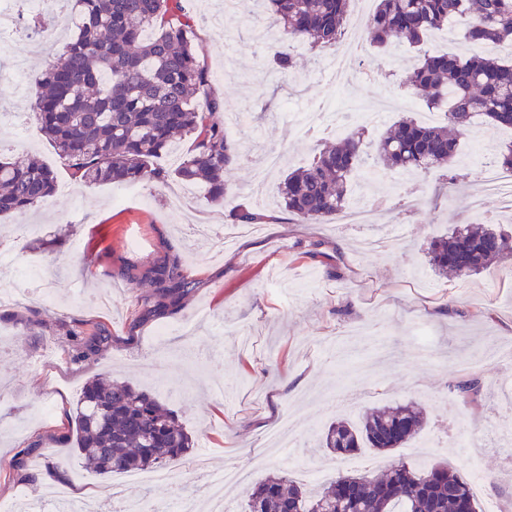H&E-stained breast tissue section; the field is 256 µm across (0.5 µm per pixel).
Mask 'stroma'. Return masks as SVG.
Returning a JSON list of instances; mask_svg holds the SVG:
<instances>
[{"mask_svg":"<svg viewBox=\"0 0 512 512\" xmlns=\"http://www.w3.org/2000/svg\"><path fill=\"white\" fill-rule=\"evenodd\" d=\"M203 17L199 31L208 70L227 72L213 89L224 99L220 117L241 142L224 202L204 189L179 209L168 196L178 182L144 185L149 204L121 197L120 186L76 181L39 130L31 96L0 81V158L38 156L70 185L74 196L55 194L24 215L0 216V245L14 257L10 274L25 299L0 309V505L44 501L63 490L105 508L113 481L87 471L75 450L71 415L83 386L109 376L155 394L177 413L194 446L178 460L169 483L130 485L152 512H169L178 499L208 512L202 480L239 466L257 483L269 473L322 488L348 471L346 457L321 448L319 436L335 421H357L367 409L409 402L427 422L406 447L378 454L358 451V471L403 460L416 467L442 463L482 478V512L512 507V444L480 447L488 431L512 432V365L481 362L484 347L512 348V257L461 280L439 277L428 261L430 243L457 224L512 225V210L497 198L470 209L480 190L472 157L512 141V130L474 119L461 139L447 183L437 173L419 174L412 200L402 172L379 169L376 179L354 176L351 200L393 198L379 206L374 224H306L279 206L288 170L308 163L322 143L364 129L380 137L397 119L385 113L362 126L358 114L378 100L404 93L407 68L417 49L396 44L370 50L356 64L350 86L324 79L327 51L297 52L290 79L263 65L262 13L241 20L223 15V0H185ZM39 11L54 28L51 38L20 33L0 51V66L26 63L37 83L61 50L69 15L55 0ZM333 112L336 128L304 136L300 112ZM281 161L263 189L274 215L256 234H244L223 253L197 259L191 224L229 227V211L254 201L251 177L271 151ZM179 260L196 281L182 306L143 317V279L157 260ZM37 282L23 280L30 263ZM82 320L88 333L105 329L100 349L77 359L66 331ZM479 361L471 370L470 361ZM477 372L484 381L478 402L464 405L448 385ZM299 412L305 430L297 447L270 457L268 431ZM59 462L60 479L46 481L47 457Z\"/></svg>","mask_w":512,"mask_h":512,"instance_id":"1","label":"stroma"}]
</instances>
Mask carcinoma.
Instances as JSON below:
<instances>
[{"mask_svg": "<svg viewBox=\"0 0 512 512\" xmlns=\"http://www.w3.org/2000/svg\"><path fill=\"white\" fill-rule=\"evenodd\" d=\"M269 23L282 36L265 47L282 75L292 73L291 42L334 47L344 34L350 0H265ZM72 31L50 63L32 104L42 133L55 145L72 175L86 183L166 185L176 178L203 184L215 202L224 200L226 174L239 158V143L216 119L224 101L199 92L210 75L194 41L184 0H73ZM464 37L489 47L462 59L425 52L405 78L407 91L427 104H448L447 124L423 125L402 116L374 143L376 163L398 171L452 170L458 132L482 116L512 128V63L496 49L512 45V0H377L365 22L370 45L424 43L448 22ZM152 35H145L146 31ZM192 150L169 172L155 159L176 137ZM364 132L358 130L315 152L309 164L289 172L280 189L282 208L309 223L334 219L347 205L353 172L363 162ZM56 180L41 161L0 159V216L21 214L51 198ZM265 216L248 206L230 210L233 224H260ZM429 262L436 273L466 277L512 255V234L483 224H460L433 241ZM151 292L143 314L179 307L195 288L178 263L151 267ZM67 335L79 353L102 341L75 322ZM449 390L467 402L480 396L478 379L461 377ZM425 410L415 404L379 405L359 423H331L323 447L341 455L362 448L390 452L421 434ZM76 447L102 476L165 467L193 446L174 411L151 394L98 377L86 383L74 412ZM478 505L471 485L446 465L428 469L400 460L380 473L340 474L311 494L300 483L272 474L248 493L246 512H456L457 500Z\"/></svg>", "mask_w": 512, "mask_h": 512, "instance_id": "1", "label": "carcinoma"}]
</instances>
